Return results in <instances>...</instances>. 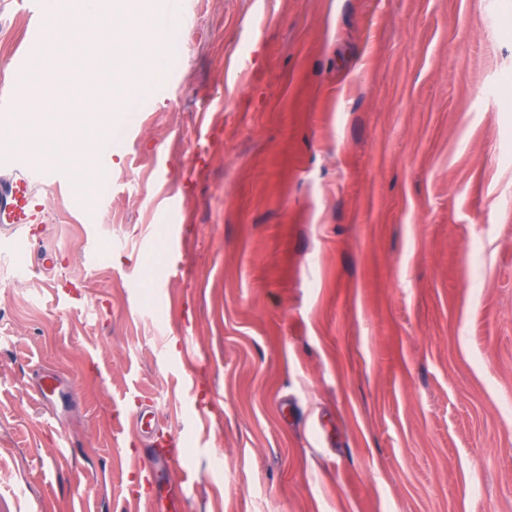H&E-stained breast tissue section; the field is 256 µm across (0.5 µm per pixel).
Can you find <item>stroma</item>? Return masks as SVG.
<instances>
[{"label": "stroma", "mask_w": 512, "mask_h": 512, "mask_svg": "<svg viewBox=\"0 0 512 512\" xmlns=\"http://www.w3.org/2000/svg\"><path fill=\"white\" fill-rule=\"evenodd\" d=\"M51 7L0 0L13 110ZM177 16L91 209L22 156L47 222L0 232V512H149L146 409L194 443L184 512H512V0Z\"/></svg>", "instance_id": "1"}]
</instances>
